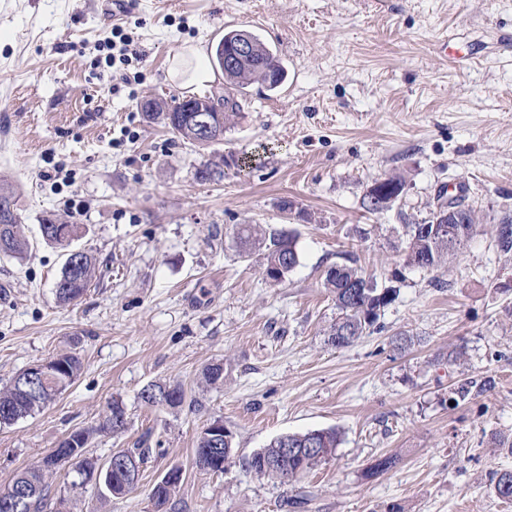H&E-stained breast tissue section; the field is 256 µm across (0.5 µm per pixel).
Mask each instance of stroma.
Listing matches in <instances>:
<instances>
[{
	"label": "stroma",
	"mask_w": 512,
	"mask_h": 512,
	"mask_svg": "<svg viewBox=\"0 0 512 512\" xmlns=\"http://www.w3.org/2000/svg\"><path fill=\"white\" fill-rule=\"evenodd\" d=\"M123 19L142 59L116 92L97 62L110 0H0V179L31 244L0 255V388L58 354L83 362L46 408L0 425V491L119 401L126 431L97 434L87 453L102 461L147 439L155 453L135 489L106 499L64 466L50 504L156 512L152 488L178 467L175 512H294L305 492L304 512H512L491 492L493 472L512 470V251L495 233L512 219V0H130ZM219 26L259 35L288 79L278 93L249 89L223 140L202 147L140 104L184 97L171 60L210 48ZM209 161L223 180L196 179ZM391 174L405 178L401 199L368 212L366 191ZM441 192L465 196L476 230L444 268L405 265V227L427 221ZM45 216L78 234L44 242ZM241 224L294 231L286 279L241 256ZM73 251L94 257L96 276L63 304L54 284ZM337 264L398 290L379 330L344 349L324 336ZM401 336L413 339L403 351ZM213 364L223 383L203 381ZM488 379L456 400L458 384ZM159 381L184 387L182 406L143 405ZM216 419L235 442L221 473L195 464ZM327 428L342 433L335 456L296 481L245 467L278 436Z\"/></svg>",
	"instance_id": "35a3bbf8"
}]
</instances>
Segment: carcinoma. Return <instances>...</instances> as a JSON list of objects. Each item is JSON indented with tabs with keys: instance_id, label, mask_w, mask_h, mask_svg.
<instances>
[{
	"instance_id": "1",
	"label": "carcinoma",
	"mask_w": 512,
	"mask_h": 512,
	"mask_svg": "<svg viewBox=\"0 0 512 512\" xmlns=\"http://www.w3.org/2000/svg\"><path fill=\"white\" fill-rule=\"evenodd\" d=\"M237 31L224 35L215 48V61L224 72V93L219 95L194 97L192 102L210 104L220 108L213 113L218 118L217 128L226 129V123L240 109L238 97L246 94L247 89L258 84L268 90L279 87L285 79V67L280 62L273 49L260 37H255L259 45L258 54L251 60L238 61L230 64V59L236 50ZM182 102L172 105L174 111L147 112L145 116L152 121L164 123L174 137L191 144L207 145L213 139L204 136L195 123L193 114L180 112ZM196 178L204 182L220 181L224 178V170L218 164L205 163L196 169ZM405 185V179L400 175H390L384 178L380 187L382 194L375 196V202L363 201V206L370 212L379 211V204L398 196ZM5 206L8 222L0 221V241L9 248L8 255L14 258L22 257L28 250V241L20 233L22 214L16 201L14 190L0 180V206ZM470 217L467 220V234L455 247L448 246V233L437 229L427 233L422 232V225L409 224L405 262L413 264L411 255L415 254L427 262L425 270H434L447 265L465 247L476 228L477 216L474 208H469ZM42 238L48 243L61 244L75 232L72 224H59L55 219L45 217L40 222ZM496 237L502 250H512V221H504L495 229ZM237 237L245 253L256 249L260 252L263 269L268 271L282 269L289 274L299 264V253L296 247V235L283 228H261L253 224H242L238 227ZM95 274V260L92 256L82 253L73 262H65L60 276L55 282L57 299L66 304L83 296L90 288ZM326 285L333 294L338 314L336 321L329 325L326 336L327 343L336 347L350 346L361 338L364 333L377 328L381 311L390 305L397 297V289L393 287H378L373 277L362 269L350 265H335L326 274ZM55 369L48 374L43 382L33 387L28 393L11 384L0 389V411L9 409L10 416L0 423L11 425L20 419L28 417L44 408L59 394L69 387L79 375L82 363L72 354H60L50 359ZM124 407L119 402L112 403L109 414L106 415L98 428H83L70 433L57 446V453L44 456L39 465L20 473L33 491L28 500L26 512H44L50 480L56 475L59 466L50 465L51 460L58 456H69L73 453L82 457V464L88 471H93L98 460L87 456V448L97 431L112 430V417L125 416ZM341 442V434L334 428L311 430L304 433L281 435L273 439L261 453L276 463L274 468H265L258 462L247 461L248 469L262 477H271L288 482L310 472L319 464L335 455L336 448ZM288 446L302 451V455L286 456L282 448ZM493 492L504 501H512V470H501L494 473ZM178 485L160 486L152 489L151 498L157 510L168 506L175 508L172 499Z\"/></svg>"
}]
</instances>
